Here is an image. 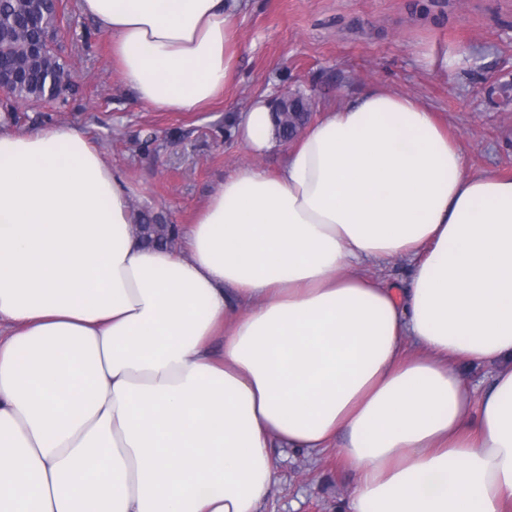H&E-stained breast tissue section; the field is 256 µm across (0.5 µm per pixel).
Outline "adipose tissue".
Masks as SVG:
<instances>
[{
	"label": "adipose tissue",
	"mask_w": 512,
	"mask_h": 512,
	"mask_svg": "<svg viewBox=\"0 0 512 512\" xmlns=\"http://www.w3.org/2000/svg\"><path fill=\"white\" fill-rule=\"evenodd\" d=\"M242 0H82L136 99L197 112ZM274 103L235 133L277 146ZM81 129L0 131V512H259L274 446L336 448L346 512H512V178L389 87L245 165L176 253ZM407 259L409 287L364 273ZM495 370L474 397L456 363Z\"/></svg>",
	"instance_id": "obj_1"
}]
</instances>
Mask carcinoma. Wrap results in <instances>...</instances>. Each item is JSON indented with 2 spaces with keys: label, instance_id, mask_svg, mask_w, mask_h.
I'll list each match as a JSON object with an SVG mask.
<instances>
[{
  "label": "carcinoma",
  "instance_id": "obj_1",
  "mask_svg": "<svg viewBox=\"0 0 512 512\" xmlns=\"http://www.w3.org/2000/svg\"><path fill=\"white\" fill-rule=\"evenodd\" d=\"M43 0H0V61L17 70L16 83L9 97L19 102L64 100L73 91L65 61L50 55L31 59L26 45L50 15L38 7ZM142 239L151 246H169L176 235V226L166 224L145 211L135 212Z\"/></svg>",
  "mask_w": 512,
  "mask_h": 512
}]
</instances>
